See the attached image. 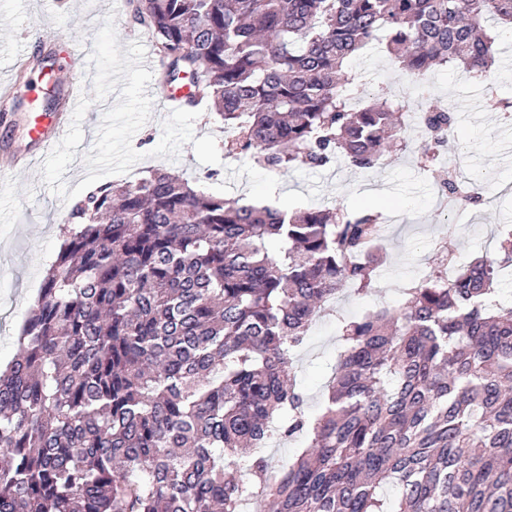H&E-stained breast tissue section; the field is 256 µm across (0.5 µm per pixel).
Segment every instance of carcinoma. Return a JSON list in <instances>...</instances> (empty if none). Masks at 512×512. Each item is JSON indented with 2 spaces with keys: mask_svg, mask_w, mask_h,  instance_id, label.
Here are the masks:
<instances>
[{
  "mask_svg": "<svg viewBox=\"0 0 512 512\" xmlns=\"http://www.w3.org/2000/svg\"><path fill=\"white\" fill-rule=\"evenodd\" d=\"M165 62L231 131L225 152L286 174L407 146L403 106L350 62L388 33L407 72L484 78L512 0H128ZM487 105L512 99L487 87ZM415 107L427 131L453 110ZM379 212L299 214L154 169L75 203L0 369V512H512V264L448 250L405 302L352 320L313 418L293 358L326 304L368 293ZM285 466L262 452L295 436ZM391 487L397 496L383 493Z\"/></svg>",
  "mask_w": 512,
  "mask_h": 512,
  "instance_id": "1",
  "label": "carcinoma"
}]
</instances>
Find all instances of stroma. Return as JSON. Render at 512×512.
Returning a JSON list of instances; mask_svg holds the SVG:
<instances>
[{"label":"stroma","mask_w":512,"mask_h":512,"mask_svg":"<svg viewBox=\"0 0 512 512\" xmlns=\"http://www.w3.org/2000/svg\"><path fill=\"white\" fill-rule=\"evenodd\" d=\"M113 19L120 48L138 42L152 49L153 41L144 27L132 23L127 0H0V82L16 81L15 57L53 54L54 69L33 71L20 107L0 117V159L22 155L24 166L13 171L0 185V368L18 353L19 327L42 279L53 263L60 245L59 226L69 205L51 193L42 181L46 158L37 141L28 135L30 109H44L48 83L72 81L80 93L93 92L96 68L89 62L93 41L106 19ZM161 58L150 66L153 77L146 86L152 101L149 119L137 130L132 146L142 158L124 174L111 176L119 184L164 169L198 184L207 192L240 200L244 204L278 208L310 209L341 207L361 210L372 203L387 220L386 262L379 280L365 295L343 294L333 319L316 324L296 355L297 385L303 392L310 415L323 409L327 384L341 349L338 320L358 319L382 307L402 301V288L417 278L419 267L438 265V245L453 240L457 256L470 260L489 254L497 246L502 226H512V124H503L499 113L479 108L462 111L469 96L484 88L461 70H435L427 79L428 105L442 103L460 112L455 134L467 149L465 165L483 178L487 200L450 214L435 202L428 175L417 167L412 152L386 151L380 163L361 170L343 160L313 168L276 174L250 163L222 157L220 163L202 164L192 144L181 146L177 158L152 156L163 124L170 114L157 96ZM366 92L378 87L408 88L404 70L386 52L385 38H378L352 64ZM118 93L89 106L81 128L83 140L63 178L76 187L86 177L84 154L94 146L105 111L118 101Z\"/></svg>","instance_id":"35a3bbf8"}]
</instances>
